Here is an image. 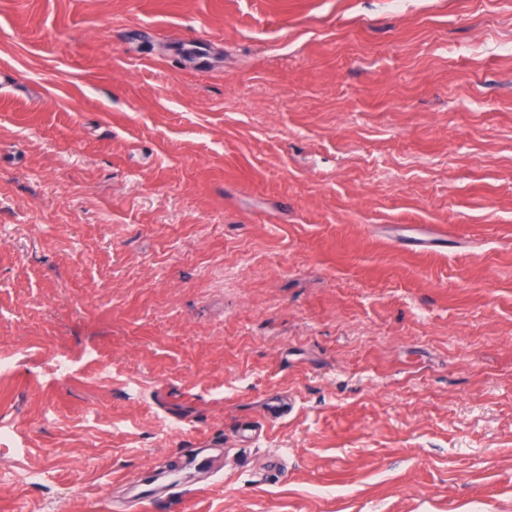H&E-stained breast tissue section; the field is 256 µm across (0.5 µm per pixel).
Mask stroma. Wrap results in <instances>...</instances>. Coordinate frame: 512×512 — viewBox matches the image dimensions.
<instances>
[{"label": "stroma", "mask_w": 512, "mask_h": 512, "mask_svg": "<svg viewBox=\"0 0 512 512\" xmlns=\"http://www.w3.org/2000/svg\"><path fill=\"white\" fill-rule=\"evenodd\" d=\"M1 66L0 512H512V0H0Z\"/></svg>", "instance_id": "35a3bbf8"}]
</instances>
